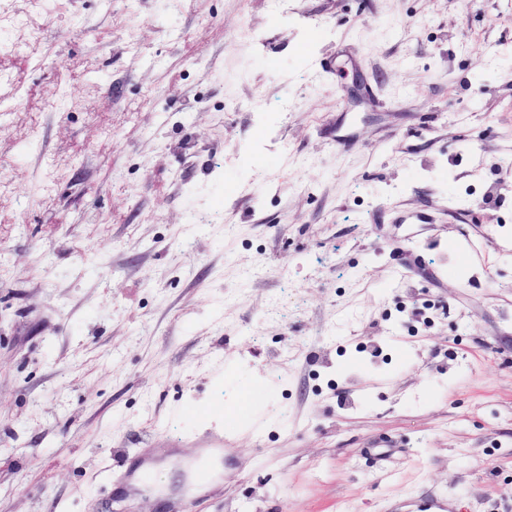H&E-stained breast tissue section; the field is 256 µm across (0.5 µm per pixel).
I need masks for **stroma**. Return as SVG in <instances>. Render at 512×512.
Returning <instances> with one entry per match:
<instances>
[{
	"label": "stroma",
	"mask_w": 512,
	"mask_h": 512,
	"mask_svg": "<svg viewBox=\"0 0 512 512\" xmlns=\"http://www.w3.org/2000/svg\"><path fill=\"white\" fill-rule=\"evenodd\" d=\"M5 7L0 512H512V0Z\"/></svg>",
	"instance_id": "1"
}]
</instances>
